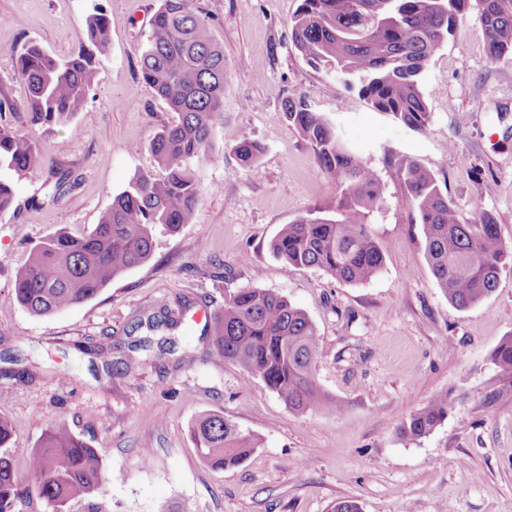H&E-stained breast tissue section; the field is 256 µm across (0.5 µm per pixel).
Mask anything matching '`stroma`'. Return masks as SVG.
<instances>
[{
    "instance_id": "35a3bbf8",
    "label": "stroma",
    "mask_w": 512,
    "mask_h": 512,
    "mask_svg": "<svg viewBox=\"0 0 512 512\" xmlns=\"http://www.w3.org/2000/svg\"><path fill=\"white\" fill-rule=\"evenodd\" d=\"M301 3L193 0L224 50L227 79L192 221L157 234L151 259L94 299L35 317L16 300L15 267L58 229L83 234L114 194L156 170L149 144L178 116L141 75L159 0H0V121L19 128L29 117L26 87L13 76L16 51L35 41L55 56L70 53L96 4L110 22L97 85L54 135L30 128L46 163L15 180L14 204L0 213V413L15 423L11 452L26 485L34 483L29 452L53 422L67 421L97 449L108 493L70 512H330L342 500L360 512H512V385L492 360L512 335V265L483 301L451 305L398 173L403 160L418 162L461 223L491 216L512 245V54L489 60L480 13L469 9L420 76L431 119L415 131L298 53L290 22ZM297 92L382 184L384 207L368 230L383 267L368 282L287 268L270 250L282 225L314 211L335 215L340 200L280 112ZM246 138L263 151L244 168L233 148ZM57 169L69 179L55 199ZM240 288L281 294L308 315L322 346L319 383L341 411H290L260 378L212 361L206 318ZM163 300L191 305L169 333L174 352L142 350L135 370L106 371L96 346L109 344L112 361L125 358ZM439 397L448 416L433 432L399 435ZM207 413L255 439L238 466L217 470L198 454L189 426Z\"/></svg>"
}]
</instances>
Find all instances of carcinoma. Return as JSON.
Returning a JSON list of instances; mask_svg holds the SVG:
<instances>
[{
	"instance_id": "1",
	"label": "carcinoma",
	"mask_w": 512,
	"mask_h": 512,
	"mask_svg": "<svg viewBox=\"0 0 512 512\" xmlns=\"http://www.w3.org/2000/svg\"><path fill=\"white\" fill-rule=\"evenodd\" d=\"M480 12L491 60L512 53V0H302L291 20L292 43L314 68L333 73L358 89L378 112L414 130L430 122L419 77L448 41L471 6ZM110 49L107 16L99 5L87 12L78 48L56 58L35 42L15 55V75L28 89L30 124L46 136L72 120L97 83ZM143 80L178 114L150 142L160 174L142 172L114 195L99 223L74 236L58 231L37 243L15 267L19 305L36 317H50L94 298L124 272L152 257L158 229L175 232L191 222L203 189L196 159L208 158L216 116L224 103V50L210 37L191 0H160L151 35L142 51ZM282 116L311 146L321 170L341 200L337 216H305L283 225L270 249L285 267L317 268L338 282L364 283L383 266L367 231V217L383 204L382 186L364 158L349 149L336 128L313 111L307 98L292 94ZM234 152L247 167L262 153L244 139ZM39 145L25 132L0 125V212L14 202L11 177L44 165ZM399 175L412 204V221L422 225L428 264L448 302L464 310L491 295L502 268L512 265L498 224L484 215L462 224L448 196L428 170L414 161ZM179 323L164 303L147 318L154 332ZM211 356L233 361L261 378L295 412L334 411L341 406L320 387L315 366L322 353L317 331L300 308L259 288L228 291L224 307L211 316ZM501 377L512 383V336L494 353ZM448 416L440 397L399 427L404 437L429 435ZM201 457L216 469L235 467L254 449V440L220 414L195 419L190 427ZM12 419L0 414V512H16L30 488L18 477L8 451ZM28 472L38 495L53 512H69L81 497H103L106 476L97 451L68 423L50 425L32 448Z\"/></svg>"
}]
</instances>
